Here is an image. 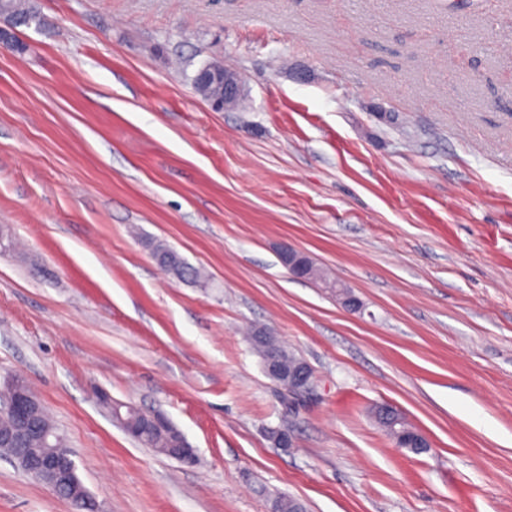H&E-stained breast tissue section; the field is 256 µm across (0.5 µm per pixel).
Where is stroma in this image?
<instances>
[{"label": "stroma", "instance_id": "1", "mask_svg": "<svg viewBox=\"0 0 512 512\" xmlns=\"http://www.w3.org/2000/svg\"><path fill=\"white\" fill-rule=\"evenodd\" d=\"M35 2L26 51L0 47V382L23 377L103 512H512V0ZM209 62L242 108L195 91ZM252 324L310 394L265 374ZM101 390L197 463L127 436ZM0 512L74 510L0 455ZM281 259L289 273L297 278L309 279L312 274L311 259L305 252L285 245L282 249ZM376 414L383 426L390 428L391 435L395 439L397 447L406 448L415 454L423 453L430 448L427 437L419 430H408L404 433H398L396 431V425L398 423V429L402 430L413 428V426L404 419L401 420L400 412L394 407L381 405L377 408ZM135 409V412L145 413L148 419L155 425L167 427L165 429H152L142 433L139 440H136L138 444L143 446L154 448L157 452L166 455L163 452V448H169L167 455L181 463L194 464L196 462V454L194 448H191L183 435L176 430V435L179 438V446L176 448H170V445L174 442L175 434L171 429L172 424L170 421L161 413L157 411H142L137 407L131 406ZM166 455V456H167Z\"/></svg>", "mask_w": 512, "mask_h": 512}]
</instances>
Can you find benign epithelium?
I'll return each instance as SVG.
<instances>
[{"mask_svg": "<svg viewBox=\"0 0 512 512\" xmlns=\"http://www.w3.org/2000/svg\"><path fill=\"white\" fill-rule=\"evenodd\" d=\"M199 82L214 89L210 103L217 110H224L236 104L240 96V85L234 72L226 69L217 72L211 69L203 70L199 75ZM283 264L289 273L297 278H309L313 268L310 257L291 246H284L281 253ZM336 297L339 303L348 311L360 310L361 303L352 292L336 285ZM266 374L281 387L288 390L291 395L309 393L313 389L314 372L311 366L302 362L291 369L283 368L280 354L276 353L264 360ZM40 401L37 400L28 385L19 377L10 380L4 390V397L0 400V414L9 415L16 419V428L10 439L16 443L25 444L29 440L27 433L29 416L37 415ZM383 426L390 428L395 444L399 448H428L430 443L427 437L419 430H409L404 433L396 431V425L401 422L400 412L390 405H381L376 411ZM179 446L168 450V456L185 464L196 462L195 450L191 448L183 435H178ZM13 461L20 464L23 471L50 488L55 494L62 490H71L69 499L82 500L78 486L77 466L72 452L66 447L65 440L59 436L54 445L47 450L37 448L10 449Z\"/></svg>", "mask_w": 512, "mask_h": 512, "instance_id": "1", "label": "benign epithelium"}]
</instances>
